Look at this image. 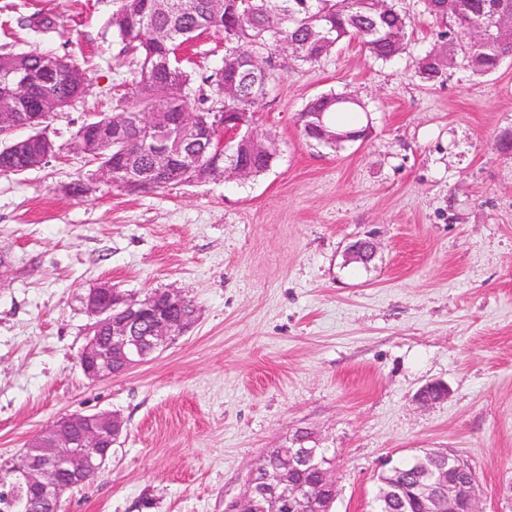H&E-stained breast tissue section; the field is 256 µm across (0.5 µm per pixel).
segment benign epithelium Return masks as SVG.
Listing matches in <instances>:
<instances>
[{"instance_id":"7a95c632","label":"benign epithelium","mask_w":512,"mask_h":512,"mask_svg":"<svg viewBox=\"0 0 512 512\" xmlns=\"http://www.w3.org/2000/svg\"><path fill=\"white\" fill-rule=\"evenodd\" d=\"M23 59L3 72L0 80L11 85L7 93L0 91V134L20 129L21 109L31 98V87L25 75ZM308 124V138L320 144L333 141H358L365 137L362 131L334 134L324 122V113H313ZM37 128L31 124L24 127ZM136 129L141 140L148 143L155 156V174L163 176L170 166L172 146L189 151L203 147L202 154L182 171V181L228 178L246 180L251 166L243 155L233 151L232 143L252 146L260 153L275 156L276 144L259 138L255 123L237 112L216 113V117L202 118L188 110L175 116L157 112H137L133 117L123 116L107 125L97 126L95 138L82 143L81 150L95 155L128 137ZM143 185V175L130 164L119 188L137 192ZM371 240L356 242L348 247L355 260L368 261L375 253ZM190 302L180 288H163L142 296H131L104 283L91 289L83 298L86 312L95 317L88 331L87 341L79 354V365L91 381H101L121 375L156 352L164 351L178 337L192 327L193 322L183 319L182 309ZM125 428L124 420L110 411L73 413L60 417L35 434L27 448H43V457H29L18 468L6 467L0 478V512H28L34 501L49 503L57 508L66 493L86 483L100 473L112 455ZM297 448L288 449L284 465L290 470L320 467L316 448L304 446L305 439L296 440ZM430 457L449 460L452 465L425 487L428 512H458L460 488L456 475L472 472L462 458L446 450L428 453ZM317 508L304 499V492L296 484L285 482L269 474L261 482L249 474L240 498L227 507V512H302Z\"/></svg>"}]
</instances>
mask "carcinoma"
<instances>
[{
	"label": "carcinoma",
	"instance_id": "cac0c4a2",
	"mask_svg": "<svg viewBox=\"0 0 512 512\" xmlns=\"http://www.w3.org/2000/svg\"><path fill=\"white\" fill-rule=\"evenodd\" d=\"M425 10L436 18L450 20L448 32L440 35L441 43L419 59L420 73L433 80L454 64L462 54L465 69L477 75L495 70L502 59L512 56V34L492 28L485 37L472 41L469 30L489 23V5L512 9V0H424ZM167 13L144 14L145 0H121L112 16V27L121 41V52L134 66L126 92L115 99L118 112H248L255 116L259 102L273 88L276 77L265 72L257 85L246 82L233 94H227L225 79L229 72L242 67L245 59L238 50L243 46L261 49L275 46L302 60L316 61L340 42L360 43L376 60L389 62L406 49L409 24L406 15L389 0L386 10L373 15L365 8V0H239L238 11L220 23L212 20L209 0H172ZM158 29L172 32L179 42H189L205 31L224 34V58L220 68L201 77L202 86L195 87L196 77L181 66L163 64L170 44L154 37ZM29 78L34 92L58 100L59 109L81 97L86 88L85 73L69 60L52 52L27 54ZM336 94L317 97L304 111L326 112L336 122V113L354 108L338 106ZM132 160L145 178H151L154 166L151 152L137 141V135L112 147L105 155L93 157L98 166H112V185L123 179L122 169ZM28 171L27 162L16 154L0 150V173ZM397 465L407 474L401 496L379 491L374 512H422L414 495L427 478V469L416 460H401Z\"/></svg>",
	"mask_w": 512,
	"mask_h": 512
}]
</instances>
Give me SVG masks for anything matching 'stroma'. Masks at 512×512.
Wrapping results in <instances>:
<instances>
[{"mask_svg":"<svg viewBox=\"0 0 512 512\" xmlns=\"http://www.w3.org/2000/svg\"><path fill=\"white\" fill-rule=\"evenodd\" d=\"M119 6L0 0V52L52 49L88 84L46 127L53 155L0 174V460L61 415L110 410L126 430L63 512H224L301 432L334 458V512H372L386 458L440 448L468 461L483 512H512V57L426 80L418 61L448 24L398 0L411 42L396 61L346 41L316 62L264 50L278 76L257 112L277 144L265 173L130 194L96 178L76 139L132 78ZM35 14L54 28H20ZM330 92L360 98L365 141L303 135L298 113ZM367 236L371 261L349 259ZM106 281L184 289L199 318L93 383L81 299ZM435 382L446 397L419 404Z\"/></svg>","mask_w":512,"mask_h":512,"instance_id":"obj_1","label":"stroma"}]
</instances>
